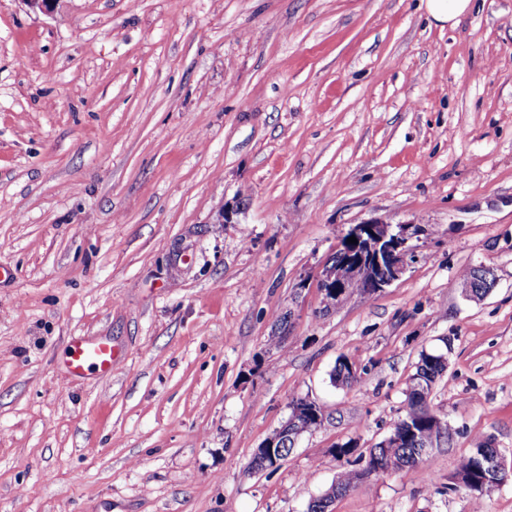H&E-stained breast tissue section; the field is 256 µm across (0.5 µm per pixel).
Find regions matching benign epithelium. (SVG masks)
Instances as JSON below:
<instances>
[{
	"mask_svg": "<svg viewBox=\"0 0 512 512\" xmlns=\"http://www.w3.org/2000/svg\"><path fill=\"white\" fill-rule=\"evenodd\" d=\"M420 228L415 224H384L372 221L356 224L342 237L339 249L348 251L341 263L324 267L317 276L318 288L324 302L330 306L339 301L343 293L341 286L349 277L360 280L365 292L379 291L398 279L415 258L412 241L419 237ZM354 236L357 243L348 244ZM299 411L291 413L288 427L281 428L276 435L259 448L255 459L265 465L275 458V447L283 437L296 441L294 424Z\"/></svg>",
	"mask_w": 512,
	"mask_h": 512,
	"instance_id": "benign-epithelium-1",
	"label": "benign epithelium"
}]
</instances>
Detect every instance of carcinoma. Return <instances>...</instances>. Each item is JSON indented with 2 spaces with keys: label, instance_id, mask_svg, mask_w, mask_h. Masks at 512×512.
I'll return each mask as SVG.
<instances>
[{
  "label": "carcinoma",
  "instance_id": "obj_1",
  "mask_svg": "<svg viewBox=\"0 0 512 512\" xmlns=\"http://www.w3.org/2000/svg\"><path fill=\"white\" fill-rule=\"evenodd\" d=\"M440 376L437 355L423 353L420 355L416 366V372L412 375L407 389L406 406L401 422H410L415 428L416 434L402 440V445L388 452L377 449L369 450L368 456L358 457L357 461H365L362 470H348L338 476L335 487L340 494H346L357 487L360 472L369 474L379 472L404 470L409 474L425 475L427 471L420 461V450L424 443H439L451 439V428L448 422L442 420L433 412L428 403L432 386L436 378ZM333 381L350 385L356 381L352 364L346 360H339L333 372ZM495 450L488 439L475 440L470 454L462 461L459 468L461 474L473 475L478 483L484 485L486 490H491L508 480L511 473L499 471L488 464V456L494 455Z\"/></svg>",
  "mask_w": 512,
  "mask_h": 512
}]
</instances>
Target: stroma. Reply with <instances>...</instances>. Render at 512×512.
<instances>
[{
  "label": "stroma",
  "instance_id": "1",
  "mask_svg": "<svg viewBox=\"0 0 512 512\" xmlns=\"http://www.w3.org/2000/svg\"><path fill=\"white\" fill-rule=\"evenodd\" d=\"M369 221L420 225L416 260L326 306ZM83 336L110 374L66 373ZM424 352L451 443L332 512H512V478L452 486L475 439L512 465V0H0V512H307ZM300 398L321 425L253 469ZM472 0H425V7L431 21L442 28L458 24L467 13Z\"/></svg>",
  "mask_w": 512,
  "mask_h": 512
}]
</instances>
